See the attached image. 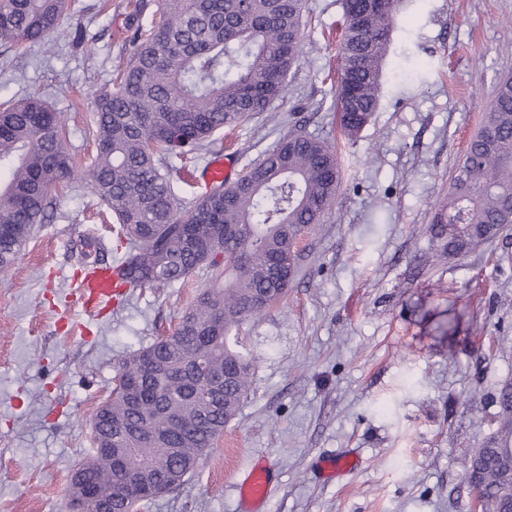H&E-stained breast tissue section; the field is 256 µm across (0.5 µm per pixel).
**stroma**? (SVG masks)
<instances>
[{
    "label": "stroma",
    "instance_id": "obj_1",
    "mask_svg": "<svg viewBox=\"0 0 512 512\" xmlns=\"http://www.w3.org/2000/svg\"><path fill=\"white\" fill-rule=\"evenodd\" d=\"M343 0H307L302 60L271 112L217 132L242 173L295 128L339 145L341 184L306 235L287 296L234 338L256 360L253 393L180 491L139 512H237V473L260 458L274 478L265 512H471L459 461L497 428L493 399L512 382V227L463 257L436 260L429 227L512 72V0H404L379 106L355 141L334 107ZM68 0L57 32L0 47V104L38 96L66 123L74 176L0 275V512H69L68 480L94 452L92 418L115 359L171 333L221 280L208 267L130 289L98 316L73 310L85 261L114 265L86 177L94 98L129 55L134 6ZM358 458L329 482L324 456Z\"/></svg>",
    "mask_w": 512,
    "mask_h": 512
}]
</instances>
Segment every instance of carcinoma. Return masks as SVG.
Wrapping results in <instances>:
<instances>
[{
	"label": "carcinoma",
	"instance_id": "cac0c4a2",
	"mask_svg": "<svg viewBox=\"0 0 512 512\" xmlns=\"http://www.w3.org/2000/svg\"><path fill=\"white\" fill-rule=\"evenodd\" d=\"M66 0H0V45L20 49L57 31ZM403 0H344L335 110L355 139L379 89ZM306 0H162L157 21L133 25L131 54L95 101L97 155L89 171L127 241L119 272L134 288L178 282L198 266L224 271L175 330L116 362L115 384L93 421L103 448L132 449L135 473L94 464L83 478L115 512H138L135 477L183 487L251 394L254 359L232 331L287 294L297 244L329 214L340 186L335 145L293 131L235 180L181 212L170 156L196 159L226 127L269 110L302 57ZM62 116L29 97L0 110V274L44 223L52 192L70 178ZM512 224V73L497 82L480 128L453 171L430 234L439 255H464ZM497 429L460 462L484 512H512V383L500 389ZM178 449L171 455L170 449Z\"/></svg>",
	"mask_w": 512,
	"mask_h": 512
}]
</instances>
